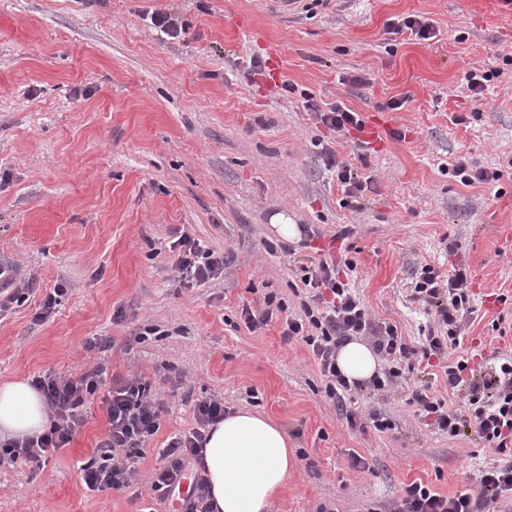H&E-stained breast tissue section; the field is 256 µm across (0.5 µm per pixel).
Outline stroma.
Instances as JSON below:
<instances>
[{
  "instance_id": "35a3bbf8",
  "label": "stroma",
  "mask_w": 512,
  "mask_h": 512,
  "mask_svg": "<svg viewBox=\"0 0 512 512\" xmlns=\"http://www.w3.org/2000/svg\"><path fill=\"white\" fill-rule=\"evenodd\" d=\"M158 11L181 17L179 38L154 26ZM418 15L434 38L393 32ZM510 51L501 0H0V263L32 292L0 318V381L98 368L144 377L167 405L134 462L138 485L84 486L108 426L95 394L68 448L36 467L0 461V512H173L150 478L206 398L287 430L297 467L272 512H396L414 481L475 488L498 454L427 426L413 399L454 403L437 357L415 360L394 392L353 387L351 424L281 316L251 331L241 310L273 294L299 311L301 269L324 252L353 262L343 281L417 348L438 326L417 272L463 261L475 312L449 359L485 373L512 356ZM499 67L474 95L470 73ZM337 103L388 135L329 130L316 112ZM334 159L366 182L360 207ZM460 160L493 181L462 185L448 172ZM279 214L296 239L278 236ZM182 230L223 254V277L178 286L169 244ZM375 413L391 430L373 428Z\"/></svg>"
}]
</instances>
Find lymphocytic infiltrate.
Instances as JSON below:
<instances>
[{"label": "lymphocytic infiltrate", "mask_w": 512, "mask_h": 512, "mask_svg": "<svg viewBox=\"0 0 512 512\" xmlns=\"http://www.w3.org/2000/svg\"><path fill=\"white\" fill-rule=\"evenodd\" d=\"M169 249L174 254L180 287H200L224 273L223 256L188 233H181ZM468 281V269L462 264L452 265L444 278L432 267L422 268L414 291L435 307L440 330L426 336L418 350L405 343L396 326L375 322L356 293L340 281L335 264L324 259L304 269L301 282L306 298L299 313L289 314L285 302L268 294L263 308L243 307L241 317L253 331L266 326L274 313H283L284 339L301 341L312 351L325 379L328 398L342 402L351 391L350 383L336 367V353L342 345L356 336L371 338L385 367L368 385L378 392L393 388L414 358L438 356L447 348L459 346L465 323L474 312ZM446 374L449 392L460 396L463 406L453 408L442 400L416 394L425 416L431 417L434 428L449 437L475 434L486 447L505 455L506 460L480 470L479 491L475 494L462 491L443 496L427 485L412 482L404 487L397 512H512V356L501 358L480 382L464 357L451 362ZM31 384L45 399L50 428L38 438L2 445L1 452L14 460L35 462L67 447L85 423L86 398L99 392L103 395L108 429L96 446V458L82 467L84 484L91 491H120L138 483L139 473L127 462L145 454L147 440L161 426L164 409L150 382L132 376L108 386L100 371L91 370L75 378L47 373L33 377ZM195 410L197 429L175 441L174 446L180 451L178 458L153 473L150 488L166 496L182 481H189L180 512H214L202 457L205 430L223 420L228 409L221 401L203 400Z\"/></svg>", "instance_id": "1"}]
</instances>
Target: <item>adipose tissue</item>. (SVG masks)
Masks as SVG:
<instances>
[{
  "instance_id": "1",
  "label": "adipose tissue",
  "mask_w": 512,
  "mask_h": 512,
  "mask_svg": "<svg viewBox=\"0 0 512 512\" xmlns=\"http://www.w3.org/2000/svg\"><path fill=\"white\" fill-rule=\"evenodd\" d=\"M336 363L352 383L369 380L378 369L374 353L357 340L340 348ZM48 426L40 392L25 381L0 383V441L35 437ZM206 435L204 461L215 512H270L296 465L284 427L240 409L210 426Z\"/></svg>"
}]
</instances>
